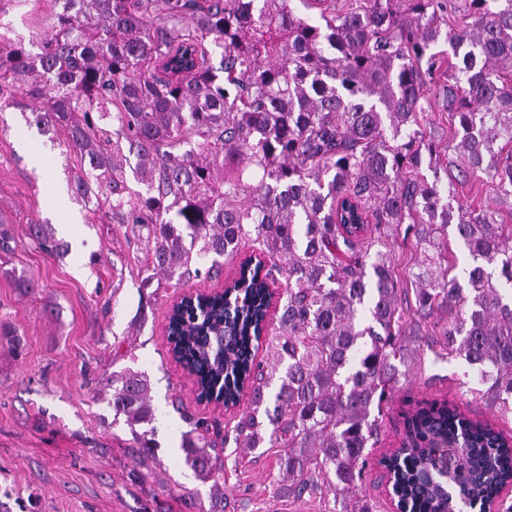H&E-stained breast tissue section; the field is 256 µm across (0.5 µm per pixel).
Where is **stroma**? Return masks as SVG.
<instances>
[{"mask_svg": "<svg viewBox=\"0 0 512 512\" xmlns=\"http://www.w3.org/2000/svg\"><path fill=\"white\" fill-rule=\"evenodd\" d=\"M428 97L422 129L452 141L444 85L430 83ZM82 174L64 133H43L19 109L0 110V512H209L218 487L224 512H325L323 499L275 495L279 449L227 445L217 485L185 465L183 413L227 431L250 398L228 412L197 402L192 378L169 355L168 311L183 292L223 287L236 264L224 262L207 278L210 262L202 259L201 277H158L143 287L145 233L113 223L96 199L72 196L70 185ZM33 224L44 225L54 251L31 236ZM78 263L85 275L75 274ZM400 309L409 324L405 360L358 487L375 512H392L377 461L399 447L405 412L448 399L470 417L497 419L468 394L466 364L443 349L438 326L445 315L417 321L410 293ZM129 369L147 376L155 408L154 456L139 468L127 455L130 430L107 402L113 376ZM141 471L147 481L138 479Z\"/></svg>", "mask_w": 512, "mask_h": 512, "instance_id": "35a3bbf8", "label": "stroma"}]
</instances>
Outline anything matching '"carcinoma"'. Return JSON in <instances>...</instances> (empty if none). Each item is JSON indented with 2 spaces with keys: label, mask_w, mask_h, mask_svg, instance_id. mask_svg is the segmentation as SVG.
<instances>
[{
  "label": "carcinoma",
  "mask_w": 512,
  "mask_h": 512,
  "mask_svg": "<svg viewBox=\"0 0 512 512\" xmlns=\"http://www.w3.org/2000/svg\"><path fill=\"white\" fill-rule=\"evenodd\" d=\"M54 0L29 39L0 33V107L26 108L37 125L67 131L88 167L75 194L111 200L112 219L147 231L144 286L200 273L194 258L253 248L262 273L240 263L238 296L215 295L169 316L172 349L199 395L251 403L232 431L189 413L185 463L219 479V447L284 449L276 492L333 496L340 512H373L355 496L379 441L378 419L404 357L406 321L389 238L405 226L420 260L417 310L448 313L443 346L476 379L469 389L512 417V226L493 206L464 207L455 184L420 174L438 145L420 128L436 73L448 79L458 120L461 182L485 175L512 198V0H464L466 24L441 29L444 0ZM448 55L431 52L440 39ZM129 143L145 190L129 192L118 143ZM471 264L450 275L448 227ZM286 278L276 325L269 282ZM265 347L264 365L257 360ZM139 372L112 377L109 405L133 436L136 464L154 448L155 410ZM408 453L393 472L407 512H447L446 498L416 483L434 449L461 443L456 466L480 479L458 497L495 506L512 482V439L446 401H425L404 421Z\"/></svg>",
  "instance_id": "obj_1"
}]
</instances>
